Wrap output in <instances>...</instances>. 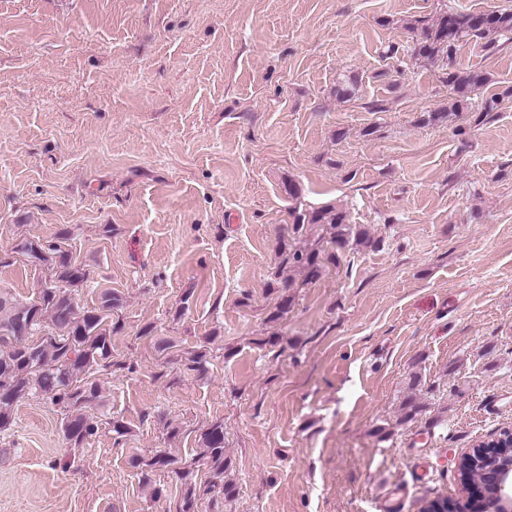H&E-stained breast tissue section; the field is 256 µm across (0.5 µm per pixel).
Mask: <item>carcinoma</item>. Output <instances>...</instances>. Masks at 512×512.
Masks as SVG:
<instances>
[{
  "label": "carcinoma",
  "instance_id": "carcinoma-1",
  "mask_svg": "<svg viewBox=\"0 0 512 512\" xmlns=\"http://www.w3.org/2000/svg\"><path fill=\"white\" fill-rule=\"evenodd\" d=\"M409 29L417 32L412 48L414 57L451 64L457 44L465 37L485 41L488 50L496 48L501 37L512 40V11L454 13L443 9L431 18L415 20ZM443 81L452 87L455 101L448 108L422 115L420 121L424 124H438L458 116L463 103L470 99L471 93L485 86L488 76L455 70L447 72ZM326 229L334 246L330 253L323 250L322 231ZM353 245L375 248L378 242L366 229L349 223L342 209L325 205L293 211L288 234L280 235L277 240L278 270L267 283V292L278 294L268 320H279L292 305L293 296L288 290L294 287V280L284 274L285 269L297 270L305 281H314L321 276L325 263L336 262L339 252ZM17 253L44 267L53 286L39 289L36 299L28 303H18L0 290V431L12 425L13 407L20 399L37 396L64 409V437L78 446L96 435L102 425V420L90 412L100 399V388L90 380V375L101 367L112 366L111 336L121 328V322L113 320L112 311L119 309L121 299L105 291L99 307L82 310L75 303L71 288L87 283L88 271L83 265L73 261L55 242L40 238H24ZM46 323L51 325V332L39 341L32 340ZM419 384V376H412V393L401 404L403 421L421 420L426 413V406L415 393ZM201 441L199 458L211 473V480L200 488L188 487L179 512H196L199 497L216 491L226 499L235 495L234 484L224 480L229 468L224 452V423L215 421L208 425ZM136 463L144 464L142 474L147 481L149 473L156 470L170 471L181 480L189 475V464L179 465V460L165 451L155 453L146 461L138 458ZM509 464L512 465V436L503 433L496 446L478 444L461 458V483L482 484L485 506L495 509L498 488L487 476Z\"/></svg>",
  "mask_w": 512,
  "mask_h": 512
}]
</instances>
